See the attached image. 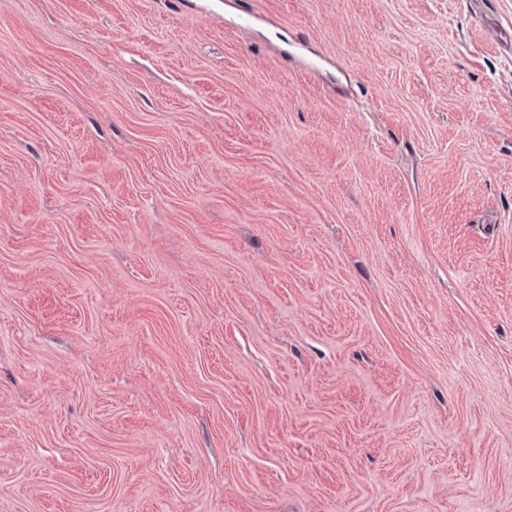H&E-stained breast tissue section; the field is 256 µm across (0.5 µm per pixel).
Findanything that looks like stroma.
<instances>
[{
    "instance_id": "stroma-1",
    "label": "stroma",
    "mask_w": 512,
    "mask_h": 512,
    "mask_svg": "<svg viewBox=\"0 0 512 512\" xmlns=\"http://www.w3.org/2000/svg\"><path fill=\"white\" fill-rule=\"evenodd\" d=\"M0 512H512V0H0Z\"/></svg>"
}]
</instances>
